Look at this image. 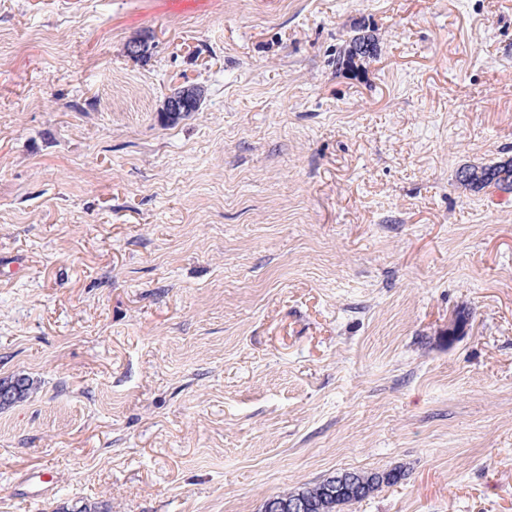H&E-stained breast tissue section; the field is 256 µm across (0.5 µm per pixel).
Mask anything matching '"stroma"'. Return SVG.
I'll use <instances>...</instances> for the list:
<instances>
[{
	"instance_id": "35a3bbf8",
	"label": "stroma",
	"mask_w": 512,
	"mask_h": 512,
	"mask_svg": "<svg viewBox=\"0 0 512 512\" xmlns=\"http://www.w3.org/2000/svg\"><path fill=\"white\" fill-rule=\"evenodd\" d=\"M508 157L512 0H0V512H512ZM376 50V43L370 35L358 33L351 38L345 53L336 61V65L343 69H357L358 63L369 59ZM202 91L198 88H177L167 98L166 110L173 118L187 116L199 110ZM456 179L460 185L474 191L493 187L509 192L512 190V159L463 165L457 170ZM400 479L401 472L397 469L374 473L344 471L311 487L271 498L266 504V510L267 512H305L307 505L303 499H289L301 495L309 504L308 512H340L337 510L339 506L367 498L382 484H394ZM330 487L334 489V495L328 492Z\"/></svg>"
}]
</instances>
